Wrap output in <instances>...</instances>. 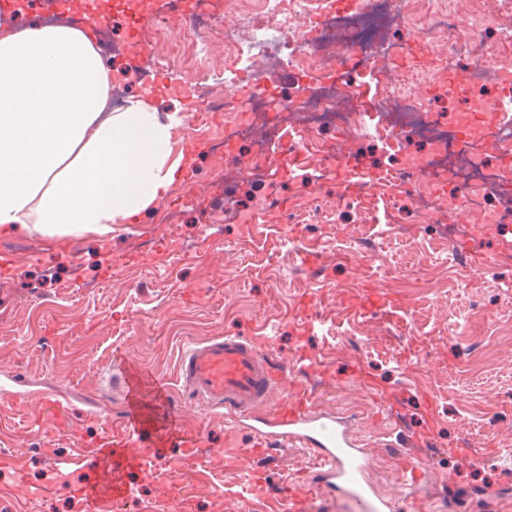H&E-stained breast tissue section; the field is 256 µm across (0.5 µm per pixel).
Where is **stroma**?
Here are the masks:
<instances>
[{
    "label": "stroma",
    "mask_w": 512,
    "mask_h": 512,
    "mask_svg": "<svg viewBox=\"0 0 512 512\" xmlns=\"http://www.w3.org/2000/svg\"><path fill=\"white\" fill-rule=\"evenodd\" d=\"M187 169L155 214L98 236L0 232L15 262L0 273V374L25 379L0 405V512H88L58 468L79 448L120 428L125 398L109 384L120 363L169 383L208 455L185 465L166 450L169 474L128 475L121 512H259L286 502L312 469L307 449L285 446L248 460L253 436L210 414L174 384L178 353L225 333L264 336L284 364L319 358L310 387L319 407L352 415L373 449L369 477L387 496L412 493L423 512H512V253L482 272L453 250L457 225L417 211L407 192L390 201L347 197L339 174L321 185L271 171L243 182L236 141L214 151L224 115L201 118ZM273 210L255 223H224L231 205ZM176 209L180 222L165 224ZM314 248L315 268L298 250ZM396 292L397 314L364 312L366 285ZM322 323L308 328L306 315ZM71 396L67 415L42 409V386ZM423 481L404 486L402 469ZM249 499L230 496L249 471ZM223 484L216 493L214 484Z\"/></svg>",
    "instance_id": "obj_1"
}]
</instances>
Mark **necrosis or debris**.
<instances>
[{
	"label": "necrosis or debris",
	"mask_w": 512,
	"mask_h": 512,
	"mask_svg": "<svg viewBox=\"0 0 512 512\" xmlns=\"http://www.w3.org/2000/svg\"><path fill=\"white\" fill-rule=\"evenodd\" d=\"M236 22L224 30V62L228 67L244 65L253 81L237 88L236 95L211 82L208 64L214 52L209 38L213 28L208 10H200L179 31H172L168 21L156 24L159 40L149 64L137 76L141 85H149L155 73L167 66L172 40L186 46L183 66L195 82L192 91L207 112H222L224 134L248 143L252 154L242 165L238 176L250 179L264 173L273 165L283 149L299 151L301 143L322 127L335 128L343 138L369 137L401 156L403 164L392 170V177L404 180L410 187L416 207L427 213L441 215L449 209L483 214L486 223L512 222V199L502 196L505 183L512 182V168L487 161L484 141L468 134L467 128L476 124L475 116L463 114L453 90H446L450 101L448 111L433 110L421 100V87L426 79L420 75L404 74L391 65V42L381 40L373 45L369 57L370 70L377 79L376 92L370 112H363L357 97L348 85H303L298 93L283 97L280 110L283 121L276 133H268L262 117L268 105L261 85L271 83L278 69L287 62L302 70L332 69L339 52L351 47L354 35L335 29V15H327L321 23L325 31L327 54L306 44L303 35L313 16L309 0H231ZM394 7V14L411 35L435 47L456 42L462 17L459 0H363L360 13L369 15L382 4ZM458 50L460 64L473 72L468 88L470 98L484 101L489 111L498 113L503 131L500 147L512 153V99L504 88L512 86V62L505 64L494 58L491 49L476 45L474 37L463 40ZM247 98L252 107L250 120L238 121L236 105ZM415 139L427 140L430 151L423 156L408 154L407 145ZM451 172L455 191L452 201L446 202L428 195L425 187L436 173ZM501 199L499 211L485 210V198Z\"/></svg>",
	"instance_id": "4bbe7bcc"
}]
</instances>
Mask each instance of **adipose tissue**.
I'll list each match as a JSON object with an SVG mask.
<instances>
[{
	"instance_id": "1",
	"label": "adipose tissue",
	"mask_w": 512,
	"mask_h": 512,
	"mask_svg": "<svg viewBox=\"0 0 512 512\" xmlns=\"http://www.w3.org/2000/svg\"><path fill=\"white\" fill-rule=\"evenodd\" d=\"M112 69L82 30H0V230L106 234L175 184L184 117L110 108Z\"/></svg>"
}]
</instances>
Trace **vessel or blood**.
Returning <instances> with one entry per match:
<instances>
[{
    "label": "vessel or blood",
    "instance_id": "1",
    "mask_svg": "<svg viewBox=\"0 0 512 512\" xmlns=\"http://www.w3.org/2000/svg\"><path fill=\"white\" fill-rule=\"evenodd\" d=\"M463 109L479 115L478 133L489 148H497L496 118L486 114L478 101L464 102ZM464 249L471 256L472 269H488L497 253L512 251V232L499 236L496 253L474 250L469 243ZM317 364V358L308 355L286 368L265 355L254 338L227 334L183 348L177 381L211 412L254 434L250 457L267 454L269 444L275 442L312 453L316 470L304 485L289 490L290 512H306L308 498L317 493L342 494L352 512H419L413 497L394 499L374 492L366 479L370 452L355 435L351 420L317 407L302 382L303 375L313 373ZM282 384L289 387L285 399L269 405L272 388ZM152 388L150 408L128 406L120 432L105 436L100 447L80 449L71 460L88 473L76 492L91 512L129 498L134 487L127 471L135 468L155 474L165 462V448L186 429L163 383L153 382Z\"/></svg>",
    "mask_w": 512,
    "mask_h": 512
}]
</instances>
